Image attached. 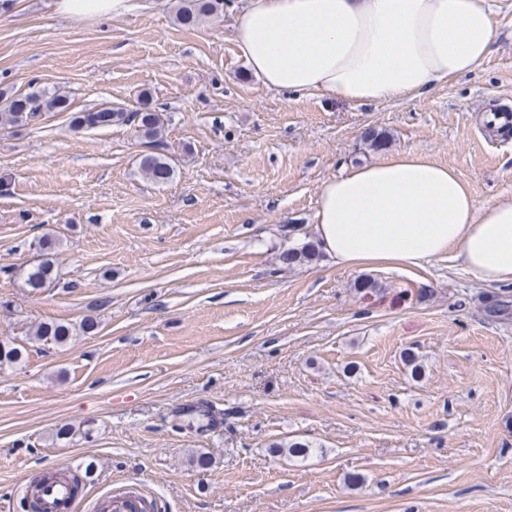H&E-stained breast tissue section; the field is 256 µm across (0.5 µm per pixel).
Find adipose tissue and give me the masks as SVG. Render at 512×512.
<instances>
[{"instance_id":"adipose-tissue-1","label":"adipose tissue","mask_w":512,"mask_h":512,"mask_svg":"<svg viewBox=\"0 0 512 512\" xmlns=\"http://www.w3.org/2000/svg\"><path fill=\"white\" fill-rule=\"evenodd\" d=\"M495 35L488 0H247L233 40L266 88L368 104L478 71ZM315 220L339 268L411 269L449 253L485 283L512 284V199L477 205L452 168L416 152L327 180Z\"/></svg>"}]
</instances>
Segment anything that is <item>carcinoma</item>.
<instances>
[{
  "label": "carcinoma",
  "mask_w": 512,
  "mask_h": 512,
  "mask_svg": "<svg viewBox=\"0 0 512 512\" xmlns=\"http://www.w3.org/2000/svg\"><path fill=\"white\" fill-rule=\"evenodd\" d=\"M224 15V0H177L176 20L182 25H193L202 17ZM71 108L69 97L59 91L32 90L0 98V131L15 126L28 125L39 119L44 112H67ZM125 122L135 126L136 132L146 139L150 150L140 159V169L144 176L154 183H165L172 178L173 169L160 153L164 149L165 126L162 116L151 106L150 93L140 92L138 109L126 112L122 108L102 107L90 112H82L73 118L80 127H107L115 122ZM320 250L313 242L289 248L281 255L287 266L308 264L318 260ZM25 287L37 291L47 288L53 282V262L44 257L28 268L23 275ZM72 327L61 321L39 323L31 328L29 339L65 345L72 339ZM26 358L25 350L8 339L0 340V367L20 365Z\"/></svg>",
  "instance_id": "1"
}]
</instances>
